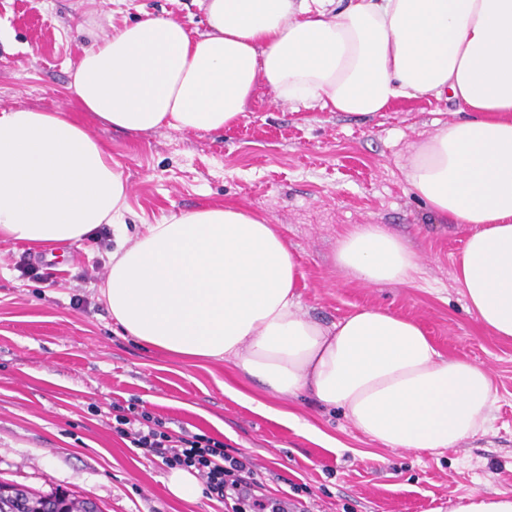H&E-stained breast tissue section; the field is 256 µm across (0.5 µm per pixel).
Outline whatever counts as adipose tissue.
I'll use <instances>...</instances> for the list:
<instances>
[{
    "label": "adipose tissue",
    "instance_id": "1",
    "mask_svg": "<svg viewBox=\"0 0 512 512\" xmlns=\"http://www.w3.org/2000/svg\"><path fill=\"white\" fill-rule=\"evenodd\" d=\"M207 29L164 16L84 50L69 89L89 117L130 133L212 131L258 88L292 109L368 116L419 97L459 116L405 177L440 221L471 233L454 280L485 329L512 339V0H199ZM121 166L72 113L0 110V242L39 250L125 229ZM99 292L124 333L186 360L224 359L275 398L311 395L387 448L435 452L485 428L489 374L437 351L378 308L325 326L301 310L298 264L276 225L204 206L142 225L109 257ZM336 266L370 286L419 263L375 224L342 236Z\"/></svg>",
    "mask_w": 512,
    "mask_h": 512
}]
</instances>
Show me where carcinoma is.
Segmentation results:
<instances>
[{
    "label": "carcinoma",
    "mask_w": 512,
    "mask_h": 512,
    "mask_svg": "<svg viewBox=\"0 0 512 512\" xmlns=\"http://www.w3.org/2000/svg\"><path fill=\"white\" fill-rule=\"evenodd\" d=\"M0 512H103L89 497L56 491L39 494L20 484L0 480Z\"/></svg>",
    "instance_id": "carcinoma-1"
}]
</instances>
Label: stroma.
I'll list each match as a JSON object with an SVG mask.
<instances>
[{
  "mask_svg": "<svg viewBox=\"0 0 512 512\" xmlns=\"http://www.w3.org/2000/svg\"><path fill=\"white\" fill-rule=\"evenodd\" d=\"M146 15L204 27L198 0H0L9 32L0 108L75 111L68 85L94 36ZM456 110L421 97L364 118L295 111L262 88L223 131L88 128L128 179V236L141 221L202 205L263 213L295 256L310 318L328 325L380 307L419 322L443 356L488 369L496 402L486 432L440 453L386 448L305 395L276 401L293 413L288 423L242 405L226 391L232 363L142 347L114 323L99 297L116 246L105 224L48 253L0 246V480L86 495L103 512H224L205 497H172L167 469L113 434V402L137 398L252 458L268 495L306 485L288 512H449L475 491L512 496V340L481 327L454 281L467 228L439 223L404 177L408 158ZM359 224L379 225L416 254L411 282L377 287L342 275L336 242Z\"/></svg>",
  "mask_w": 512,
  "mask_h": 512,
  "instance_id": "stroma-1",
  "label": "stroma"
}]
</instances>
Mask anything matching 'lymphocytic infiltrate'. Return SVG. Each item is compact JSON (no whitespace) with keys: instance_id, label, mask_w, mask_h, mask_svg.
Listing matches in <instances>:
<instances>
[{"instance_id":"1","label":"lymphocytic infiltrate","mask_w":512,"mask_h":512,"mask_svg":"<svg viewBox=\"0 0 512 512\" xmlns=\"http://www.w3.org/2000/svg\"><path fill=\"white\" fill-rule=\"evenodd\" d=\"M112 432L166 468L196 471L205 496L223 503L225 512H288L286 501L264 494L250 458L228 453L221 438L170 427L138 400L113 402Z\"/></svg>"}]
</instances>
